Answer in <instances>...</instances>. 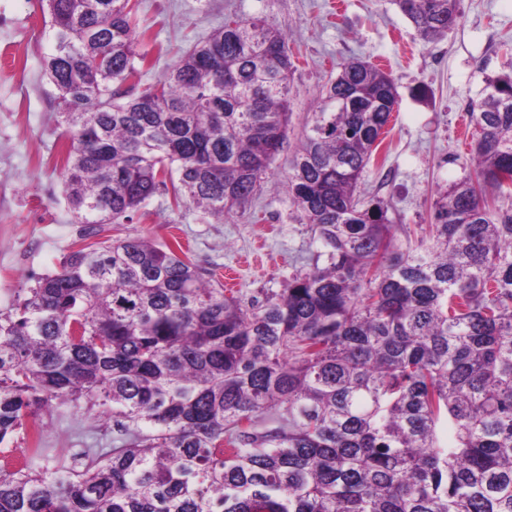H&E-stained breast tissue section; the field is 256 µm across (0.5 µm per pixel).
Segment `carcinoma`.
Masks as SVG:
<instances>
[{
    "label": "carcinoma",
    "mask_w": 512,
    "mask_h": 512,
    "mask_svg": "<svg viewBox=\"0 0 512 512\" xmlns=\"http://www.w3.org/2000/svg\"><path fill=\"white\" fill-rule=\"evenodd\" d=\"M44 2L78 240L0 312V443L47 408L97 407L119 437L0 468V512H512V64L469 108L474 169L402 243L361 188L390 74L340 63L293 147V55L263 20L225 17L143 85L137 4ZM392 2L426 43L460 19ZM289 148L325 263L261 304L179 244L100 236L155 197L222 223Z\"/></svg>",
    "instance_id": "carcinoma-1"
}]
</instances>
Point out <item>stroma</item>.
<instances>
[{
  "label": "stroma",
  "instance_id": "stroma-1",
  "mask_svg": "<svg viewBox=\"0 0 512 512\" xmlns=\"http://www.w3.org/2000/svg\"><path fill=\"white\" fill-rule=\"evenodd\" d=\"M139 48L150 64L143 83L220 26L225 15L258 16L288 36L292 76L290 142H298L339 64L368 59L390 72L400 94L388 133L368 167L364 188L390 203L396 225L425 236L449 182L474 165L468 109L488 77L512 56V0H460V21L433 44L417 36L392 0H138ZM49 16L39 0H0V311L19 288L54 272L78 226L60 197L61 129L44 75ZM287 154L278 155L262 194L245 210L213 223L200 211L157 197L114 226L115 237L188 244L217 278H233L247 302L264 301L294 274L312 269L321 246L299 223L288 198ZM45 448H105L112 420L99 412H42Z\"/></svg>",
  "mask_w": 512,
  "mask_h": 512
}]
</instances>
